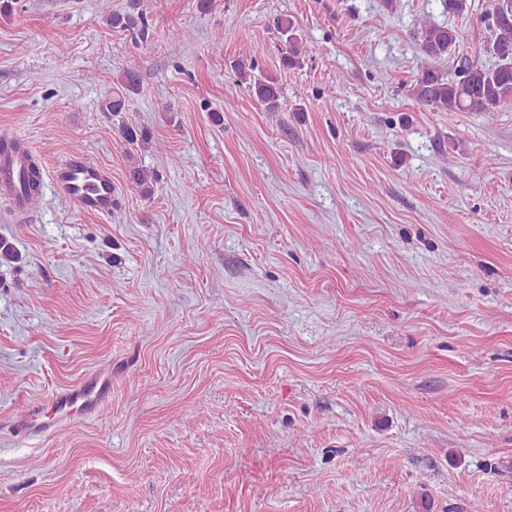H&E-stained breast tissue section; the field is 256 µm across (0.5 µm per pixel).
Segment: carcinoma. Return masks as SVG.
I'll list each match as a JSON object with an SVG mask.
<instances>
[{
  "label": "carcinoma",
  "mask_w": 512,
  "mask_h": 512,
  "mask_svg": "<svg viewBox=\"0 0 512 512\" xmlns=\"http://www.w3.org/2000/svg\"><path fill=\"white\" fill-rule=\"evenodd\" d=\"M445 12L452 16H465L490 32V38L475 51L474 57L456 58L453 73L446 76L433 66H424L409 84L406 94L423 108L435 112H501L512 109V6L503 0H487L477 5L475 0H441ZM107 24L112 28L143 32L147 29L144 14L131 10L111 14ZM280 34L281 62L292 67L308 52L298 29L290 19H277ZM459 46L458 32L451 26L423 21L418 31V50L424 59L438 61L452 56ZM262 50L252 49L235 62L239 83L244 84L258 102L269 112L279 107L281 88L277 79L260 71ZM486 55L496 59L492 67L479 61ZM140 74L136 69L123 71L120 86L129 93L140 90ZM132 184L141 192H152L156 177L149 171L133 166L128 171Z\"/></svg>",
  "instance_id": "obj_1"
}]
</instances>
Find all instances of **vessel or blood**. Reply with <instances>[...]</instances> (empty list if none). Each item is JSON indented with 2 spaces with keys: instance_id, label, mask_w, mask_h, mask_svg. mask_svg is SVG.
Listing matches in <instances>:
<instances>
[{
  "instance_id": "b4317fda",
  "label": "vessel or blood",
  "mask_w": 512,
  "mask_h": 512,
  "mask_svg": "<svg viewBox=\"0 0 512 512\" xmlns=\"http://www.w3.org/2000/svg\"><path fill=\"white\" fill-rule=\"evenodd\" d=\"M30 156L25 149L0 154V205L14 215L27 217L39 204L37 196L21 192L19 176L26 172ZM58 195L83 214L111 213L115 187L111 174L104 168L71 155L46 173Z\"/></svg>"
}]
</instances>
